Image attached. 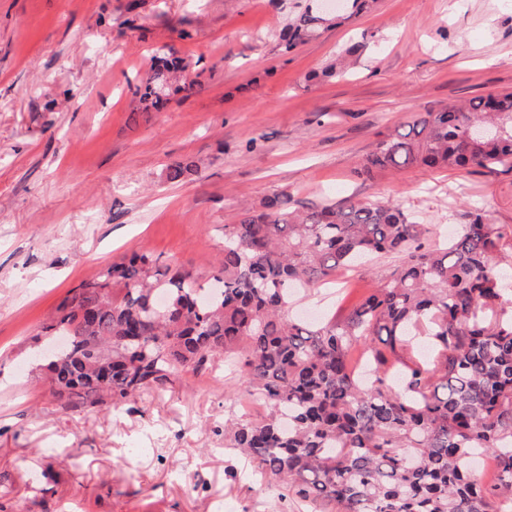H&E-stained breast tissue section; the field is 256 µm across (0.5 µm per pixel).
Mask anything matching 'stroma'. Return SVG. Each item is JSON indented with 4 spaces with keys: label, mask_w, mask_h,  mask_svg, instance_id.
I'll return each instance as SVG.
<instances>
[{
    "label": "stroma",
    "mask_w": 512,
    "mask_h": 512,
    "mask_svg": "<svg viewBox=\"0 0 512 512\" xmlns=\"http://www.w3.org/2000/svg\"><path fill=\"white\" fill-rule=\"evenodd\" d=\"M317 0H0V512H311L214 435L256 412L239 382L186 374L117 410L60 408L24 362L42 323L106 263L151 250L202 277L224 226L290 206L394 200L448 241L474 208L512 231V170L365 169L421 113L512 90V0H378L284 52ZM365 41L346 72L323 77ZM190 95L142 112L155 57ZM196 174L166 179L186 158ZM337 271L293 317H344L400 265Z\"/></svg>",
    "instance_id": "1"
}]
</instances>
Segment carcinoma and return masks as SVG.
Masks as SVG:
<instances>
[{
    "label": "carcinoma",
    "mask_w": 512,
    "mask_h": 512,
    "mask_svg": "<svg viewBox=\"0 0 512 512\" xmlns=\"http://www.w3.org/2000/svg\"><path fill=\"white\" fill-rule=\"evenodd\" d=\"M348 0L336 15L288 24L292 51L372 10ZM183 68L162 58L134 88L160 110ZM367 166L512 168V91L425 112L380 140ZM197 172L190 160L167 179ZM428 224L397 202L348 200L296 209L275 194L224 225L223 258L206 289L192 271L147 249L102 266L55 308L34 341L68 337L35 377L64 409H117L180 376L230 360L265 414L224 421V446L325 512H506L512 503V238L483 212L440 250ZM395 254L402 263L342 322L288 315L295 288ZM367 355L370 379L351 352ZM497 461L489 483L477 458Z\"/></svg>",
    "instance_id": "obj_1"
}]
</instances>
